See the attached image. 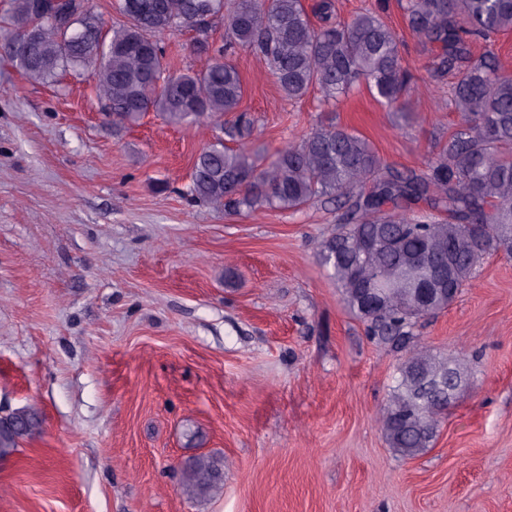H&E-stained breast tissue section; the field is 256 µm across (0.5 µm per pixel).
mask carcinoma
<instances>
[{
    "label": "carcinoma",
    "instance_id": "cac0c4a2",
    "mask_svg": "<svg viewBox=\"0 0 512 512\" xmlns=\"http://www.w3.org/2000/svg\"><path fill=\"white\" fill-rule=\"evenodd\" d=\"M127 2L116 0L120 20L109 24L90 0H64L54 16L41 15L34 0H11L0 47L30 81L87 74L115 128L149 112L176 126L213 124L222 137L194 159L186 194L195 204L243 215L336 199L342 213L319 261L369 337L402 354L375 421L395 453L419 455L469 374L461 358L425 346L417 324L448 309L487 256L512 257V73L493 53L472 52L476 40L512 32V0L402 4L409 30L437 50L434 75H453L450 105L460 118L419 171L388 166L362 135L334 123L268 157L250 148L254 120L239 112L245 87L229 56L240 48L264 64L288 100L316 89L333 106L364 84L407 118L413 75L379 13L341 21L334 0L309 8L304 0H233L227 8L224 0H135L131 10ZM183 29L194 32L191 50L210 56L205 69L173 71L163 36ZM233 112L234 120H223ZM420 202L427 210L411 212ZM433 268L446 273L447 291L421 303L404 281ZM366 283L387 289L384 306L363 307ZM31 421L18 410L0 423V459L33 434ZM223 477L224 460L201 454L187 467L186 486L218 491Z\"/></svg>",
    "mask_w": 512,
    "mask_h": 512
}]
</instances>
